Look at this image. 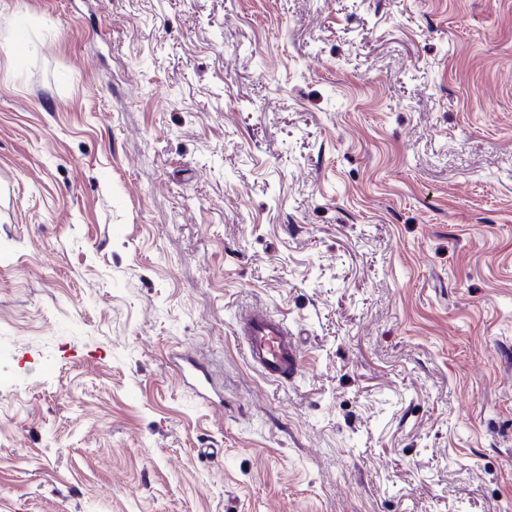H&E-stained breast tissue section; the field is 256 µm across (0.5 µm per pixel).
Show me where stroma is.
<instances>
[{
  "label": "stroma",
  "instance_id": "stroma-1",
  "mask_svg": "<svg viewBox=\"0 0 512 512\" xmlns=\"http://www.w3.org/2000/svg\"><path fill=\"white\" fill-rule=\"evenodd\" d=\"M511 504L512 0H0V512ZM248 362L273 380H288L298 369V351L288 323L267 311H253L237 322ZM184 362L186 365H181L178 368L179 376L187 381V383L194 386L203 399L210 398L204 393V391H207L208 387L211 386V375L208 366L195 358H187ZM189 380L193 383H190Z\"/></svg>",
  "mask_w": 512,
  "mask_h": 512
}]
</instances>
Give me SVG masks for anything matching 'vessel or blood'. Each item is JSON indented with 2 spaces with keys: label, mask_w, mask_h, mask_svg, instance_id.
Wrapping results in <instances>:
<instances>
[{
  "label": "vessel or blood",
  "mask_w": 512,
  "mask_h": 512,
  "mask_svg": "<svg viewBox=\"0 0 512 512\" xmlns=\"http://www.w3.org/2000/svg\"><path fill=\"white\" fill-rule=\"evenodd\" d=\"M237 332L244 340L249 363L267 378L285 380L296 373L298 351L283 318L267 311H254L238 321ZM179 375L200 392L207 391L211 384L207 365L194 358L186 359Z\"/></svg>",
  "instance_id": "1"
}]
</instances>
